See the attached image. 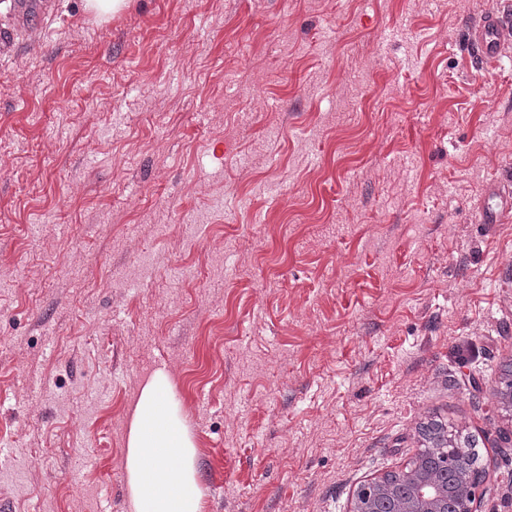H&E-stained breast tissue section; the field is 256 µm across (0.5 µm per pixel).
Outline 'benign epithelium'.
Listing matches in <instances>:
<instances>
[{
	"label": "benign epithelium",
	"mask_w": 512,
	"mask_h": 512,
	"mask_svg": "<svg viewBox=\"0 0 512 512\" xmlns=\"http://www.w3.org/2000/svg\"><path fill=\"white\" fill-rule=\"evenodd\" d=\"M369 486L378 488L375 502L386 504L387 512H473L468 489L439 478L426 460L411 468L403 490L389 485L384 475L360 482L353 491L350 512H376L374 507L361 508L359 494Z\"/></svg>",
	"instance_id": "7a95c632"
}]
</instances>
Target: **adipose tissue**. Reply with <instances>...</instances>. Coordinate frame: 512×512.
<instances>
[{
	"label": "adipose tissue",
	"instance_id": "obj_1",
	"mask_svg": "<svg viewBox=\"0 0 512 512\" xmlns=\"http://www.w3.org/2000/svg\"><path fill=\"white\" fill-rule=\"evenodd\" d=\"M124 467L130 512H204L196 443L166 369L140 388Z\"/></svg>",
	"mask_w": 512,
	"mask_h": 512
}]
</instances>
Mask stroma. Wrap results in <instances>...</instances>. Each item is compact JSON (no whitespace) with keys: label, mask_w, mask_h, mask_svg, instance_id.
Returning <instances> with one entry per match:
<instances>
[{"label":"stroma","mask_w":512,"mask_h":512,"mask_svg":"<svg viewBox=\"0 0 512 512\" xmlns=\"http://www.w3.org/2000/svg\"><path fill=\"white\" fill-rule=\"evenodd\" d=\"M501 0H0V502L130 512L166 368L205 512H349L432 419L512 512V61ZM471 29V42L482 64H499L512 53V9L509 1ZM486 198L488 203L480 210L481 224H500L503 217L512 212L511 192L500 183H494L488 188Z\"/></svg>","instance_id":"35a3bbf8"}]
</instances>
